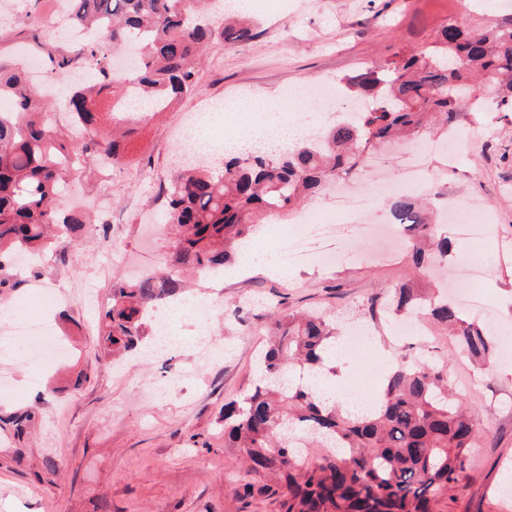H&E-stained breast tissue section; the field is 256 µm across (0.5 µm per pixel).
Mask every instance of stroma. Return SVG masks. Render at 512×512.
<instances>
[{
  "label": "stroma",
  "instance_id": "stroma-1",
  "mask_svg": "<svg viewBox=\"0 0 512 512\" xmlns=\"http://www.w3.org/2000/svg\"><path fill=\"white\" fill-rule=\"evenodd\" d=\"M503 0H269L264 13L253 7L225 10L227 23L249 22L250 41L211 44L198 71V95L185 99L124 141L125 159L110 176L91 170L79 181L86 210L101 223L74 240H61L39 262L37 273L5 269L17 288L0 290V305L36 289L57 293L54 314L70 356L47 371L26 361L28 340L0 345V362L11 365V393L0 397V512H280L277 500L241 497L234 484L246 481L236 449L224 445V404L255 381L254 360L270 323V308L336 312L339 329L358 328L363 304L385 287L412 278L404 246L368 247L362 225L336 227L339 263L300 267L271 275L263 264L192 282L198 297L217 302L212 337L216 361L198 366L195 347L126 365L98 360L102 311L84 295L112 299L114 281L131 268L149 270L170 253L163 233H146L164 202L177 136L188 112L204 101L247 95L271 101L302 83L354 75L361 64L393 58L403 49L429 44L443 25L473 26L504 16ZM480 131L468 155L449 165L429 155L421 174L446 200H478L476 220L495 222L500 241L485 246L457 240L446 265L462 287L469 272L486 270L469 314L489 322L497 337V362L482 369L453 360L452 380L466 389L464 404L487 429L441 512H512V499L497 489L512 475V116L496 102L464 112ZM387 316L372 328V346L337 362L339 389L378 396L397 354L419 355L415 338L392 339ZM86 380L74 385L78 371ZM183 385L166 391L173 374ZM32 417L24 432L14 414Z\"/></svg>",
  "mask_w": 512,
  "mask_h": 512
}]
</instances>
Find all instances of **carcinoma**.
Here are the masks:
<instances>
[{
	"label": "carcinoma",
	"mask_w": 512,
	"mask_h": 512,
	"mask_svg": "<svg viewBox=\"0 0 512 512\" xmlns=\"http://www.w3.org/2000/svg\"><path fill=\"white\" fill-rule=\"evenodd\" d=\"M66 3L70 23L93 38L65 50L43 33L33 42L60 78L80 66L93 68L63 105L83 128L81 139L69 142L47 117L57 104L42 98L22 69L0 62V104H9L0 109V271L19 251L54 249L50 228L68 234L84 228L85 220L62 210L61 185L104 157L118 165L123 160L121 142L99 114L110 112L113 124L123 123L131 87L151 112H162L198 92V65L209 44L253 38L248 26L211 23L219 0ZM131 43L139 50L138 68L114 71L107 47ZM348 84L369 107L299 138L289 150L226 154L174 170L162 218L171 260L160 272L113 286L101 353L136 349L149 310L182 293L186 274L223 268L262 219L288 214L351 177L379 146L461 124V104L488 88L503 111L512 112V17L470 30L450 22L428 46L367 68ZM390 213L407 233L415 268L448 255V238L438 235L427 206L399 195L390 200ZM366 306L449 329L457 358L493 351L490 336L454 302L412 285L376 294ZM338 335L324 314L271 312L269 340L257 360L259 384L224 406V440L262 479L245 483L243 494L274 497L281 512H440L481 436L447 360L395 362L380 400L363 412H350L306 384L283 386L287 371L317 374ZM312 444L326 453L307 463L301 449Z\"/></svg>",
	"instance_id": "carcinoma-1"
}]
</instances>
